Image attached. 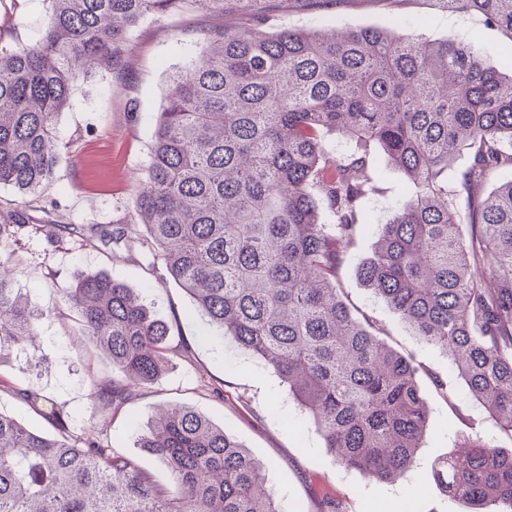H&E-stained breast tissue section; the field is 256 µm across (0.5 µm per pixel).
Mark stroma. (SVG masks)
Masks as SVG:
<instances>
[{
  "label": "stroma",
  "mask_w": 512,
  "mask_h": 512,
  "mask_svg": "<svg viewBox=\"0 0 512 512\" xmlns=\"http://www.w3.org/2000/svg\"><path fill=\"white\" fill-rule=\"evenodd\" d=\"M50 10L49 0H0V39L37 43ZM250 19V13L237 10L145 20L131 35L127 79L104 75L79 85L58 116L63 159L53 183L37 197H21L0 185V209L25 211L29 222L16 242L1 251L13 269V286L32 307L48 312L39 327L36 357L15 354L0 360V380L9 383L0 388V410L47 428L42 415L12 392L16 386L30 389L41 400L65 405L71 432L94 435L164 484L166 467L139 447L138 437L153 408L186 405L224 427L263 463L279 512H307L311 500L325 495L342 503L345 512H461L437 485L435 463L473 429L502 448L511 449L512 440L469 396L447 356L421 343L358 276V265L370 255L381 225L404 199L400 172L381 167L376 190L365 204L368 221L346 255L340 286L355 314L374 317L392 348L439 373L454 396L445 400L428 378H421L429 405L428 433L413 468L393 483L369 481L326 452L287 386L259 359L218 336L185 291L165 278L157 250L136 222L135 181L150 161L169 73L196 58L204 30ZM266 26L336 32L395 27L429 40L452 35L475 45L490 64L512 70V40L485 26L478 15L449 8L446 0H340L334 8L313 13L299 11L293 0H269ZM51 220L61 225L52 236L41 229ZM70 224L120 228L133 244L87 242L67 232ZM83 271L103 272L133 288L156 317L170 324V342L181 349L144 395L113 414L101 412L91 400L89 380L118 370L107 357L86 352L60 302V288Z\"/></svg>",
  "instance_id": "1"
}]
</instances>
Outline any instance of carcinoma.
I'll return each instance as SVG.
<instances>
[{"mask_svg":"<svg viewBox=\"0 0 512 512\" xmlns=\"http://www.w3.org/2000/svg\"><path fill=\"white\" fill-rule=\"evenodd\" d=\"M51 2L38 43L0 40V185L25 196L50 185L58 115L79 83L124 77L131 32L146 18L246 9L250 24L211 28L168 78L135 191L166 277L288 385L345 468L403 477L428 428L423 367L383 342L338 284L382 161L405 177L407 195L359 278L448 356L512 438V181L486 190L512 169V74L453 37L269 31L267 0ZM448 2L512 38V0ZM331 134L350 150L330 151ZM464 153L469 164L450 184ZM59 293L87 345L120 369L91 378L94 403L116 411L143 395L176 353L169 325L103 273H80ZM44 316L1 272L0 360L36 349ZM45 416L58 435L0 411V512H277L261 465L189 406L150 415L139 435L166 466V488L94 436L72 434L64 407ZM434 473L463 512L512 506V450L477 431Z\"/></svg>","mask_w":512,"mask_h":512,"instance_id":"carcinoma-1","label":"carcinoma"}]
</instances>
